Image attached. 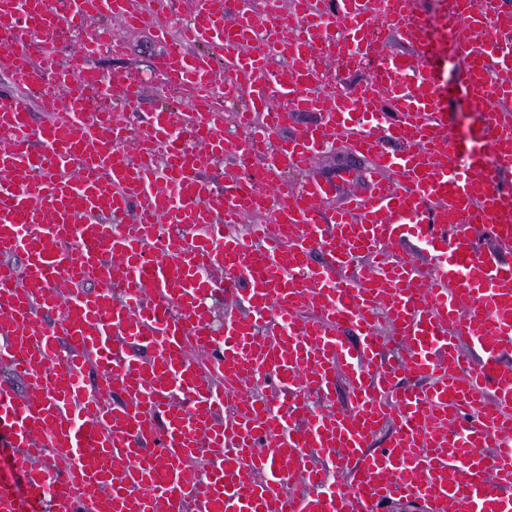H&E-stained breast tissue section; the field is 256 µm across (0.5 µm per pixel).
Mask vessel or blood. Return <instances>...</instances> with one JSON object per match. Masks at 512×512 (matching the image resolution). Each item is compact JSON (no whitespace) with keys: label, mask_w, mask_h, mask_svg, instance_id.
Here are the masks:
<instances>
[{"label":"vessel or blood","mask_w":512,"mask_h":512,"mask_svg":"<svg viewBox=\"0 0 512 512\" xmlns=\"http://www.w3.org/2000/svg\"><path fill=\"white\" fill-rule=\"evenodd\" d=\"M379 1L395 34L421 24L417 0H297L289 16L281 0H197L196 23L174 37L179 0L133 13L98 0L108 27L62 66L52 48L33 61L27 37L82 27L86 0L64 12L13 0L0 71L37 97L0 100V364L22 383H0L16 477L0 483V512H448L452 501L512 512V265L471 234L512 245V127L491 105L512 85L488 80L512 69V42L498 0H458L448 29L481 34L457 59L474 138L490 149L461 164L426 52L392 55L352 88L307 69L336 53L335 30L370 25ZM117 27L163 43L155 73L192 91L185 134L165 108L136 128L86 110L100 36L126 49ZM276 59L289 67L282 112L269 108ZM221 72L246 137H225L212 105ZM314 110L320 127L284 136L293 113ZM340 140L371 161L374 188L326 223L327 187L299 176ZM246 153L265 157L258 190L205 179L217 157ZM253 214L265 221L250 236L226 234ZM410 234L431 248L428 264ZM225 290L239 307L218 328L208 301ZM340 374L347 404L313 411L309 398L332 399ZM402 374L422 388H400ZM261 380L274 398L250 392ZM388 424L386 447L370 450ZM205 448L223 454L206 460Z\"/></svg>","instance_id":"vessel-or-blood-1"}]
</instances>
